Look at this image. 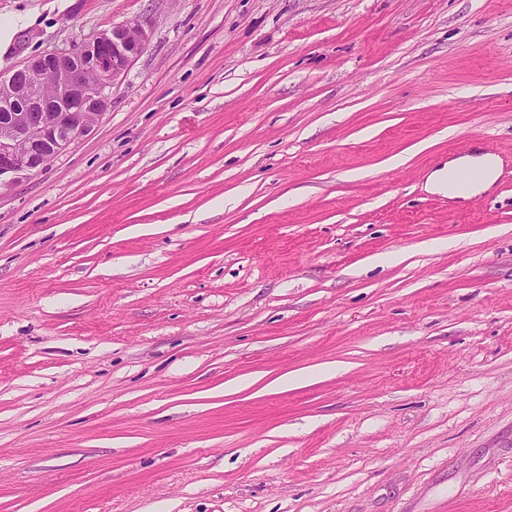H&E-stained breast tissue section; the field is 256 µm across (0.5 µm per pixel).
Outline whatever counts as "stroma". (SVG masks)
I'll list each match as a JSON object with an SVG mask.
<instances>
[{"instance_id": "35a3bbf8", "label": "stroma", "mask_w": 512, "mask_h": 512, "mask_svg": "<svg viewBox=\"0 0 512 512\" xmlns=\"http://www.w3.org/2000/svg\"><path fill=\"white\" fill-rule=\"evenodd\" d=\"M140 20L0 192V512H512V0H0V72ZM467 168H485V177L472 185L467 191L459 192L450 186V174ZM496 179L495 161L488 155L468 156L448 162L444 168L435 172L430 178L431 189L442 187L448 191V197H469L488 190Z\"/></svg>"}]
</instances>
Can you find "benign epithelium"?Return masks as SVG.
Returning <instances> with one entry per match:
<instances>
[{"mask_svg":"<svg viewBox=\"0 0 512 512\" xmlns=\"http://www.w3.org/2000/svg\"><path fill=\"white\" fill-rule=\"evenodd\" d=\"M150 37L146 20L114 25L68 50L36 55L0 74V190L43 168L85 136L110 103L112 88Z\"/></svg>","mask_w":512,"mask_h":512,"instance_id":"7a95c632","label":"benign epithelium"}]
</instances>
